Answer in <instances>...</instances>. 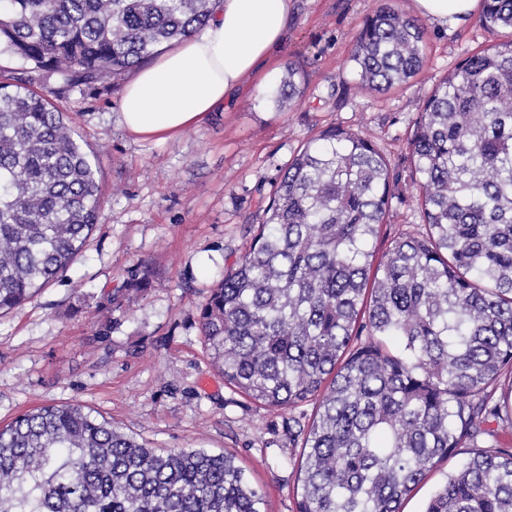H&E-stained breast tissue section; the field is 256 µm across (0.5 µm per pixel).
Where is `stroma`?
Wrapping results in <instances>:
<instances>
[{
  "label": "stroma",
  "instance_id": "stroma-1",
  "mask_svg": "<svg viewBox=\"0 0 512 512\" xmlns=\"http://www.w3.org/2000/svg\"><path fill=\"white\" fill-rule=\"evenodd\" d=\"M380 0H294L295 15L267 82L247 80L236 104L174 140H138L119 122L126 76L59 92L37 84L98 158L99 221L70 268L0 317V426L44 406L78 403L156 449L231 454L267 512H297L299 454L289 414L232 391L214 367L199 310L249 245L282 169L320 131L370 134L395 179L384 252L422 222L409 139L426 96L466 57L506 39L478 17L455 27L424 20L427 59L408 85L355 86L348 59ZM296 65L304 93L285 110L271 94ZM146 288L122 307L109 296L131 277Z\"/></svg>",
  "mask_w": 512,
  "mask_h": 512
}]
</instances>
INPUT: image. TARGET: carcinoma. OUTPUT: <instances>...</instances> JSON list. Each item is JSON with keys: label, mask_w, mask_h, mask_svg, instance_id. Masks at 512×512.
<instances>
[{"label": "carcinoma", "mask_w": 512, "mask_h": 512, "mask_svg": "<svg viewBox=\"0 0 512 512\" xmlns=\"http://www.w3.org/2000/svg\"><path fill=\"white\" fill-rule=\"evenodd\" d=\"M481 24L512 33V0ZM216 0H0V315L61 276L98 222L102 191L63 113L31 85L105 84L199 31ZM424 28L390 0L349 58L360 88L402 86ZM288 65L271 99L302 96ZM421 230L374 261L391 200L386 160L331 127L288 163L249 246L200 309L224 381L299 427L298 512H403L462 443L469 457L424 512H512V39L463 60L425 99L410 141ZM0 512H266L227 454L148 448L79 404L0 428Z\"/></svg>", "instance_id": "1"}]
</instances>
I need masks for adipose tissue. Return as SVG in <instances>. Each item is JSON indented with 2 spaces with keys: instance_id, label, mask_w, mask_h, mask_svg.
I'll return each instance as SVG.
<instances>
[{
  "instance_id": "1",
  "label": "adipose tissue",
  "mask_w": 512,
  "mask_h": 512,
  "mask_svg": "<svg viewBox=\"0 0 512 512\" xmlns=\"http://www.w3.org/2000/svg\"><path fill=\"white\" fill-rule=\"evenodd\" d=\"M444 26L471 16L479 0H414ZM293 0H223L197 33L125 84L120 122L138 139L165 141L199 127L231 102L246 78L268 65L287 32Z\"/></svg>"
}]
</instances>
